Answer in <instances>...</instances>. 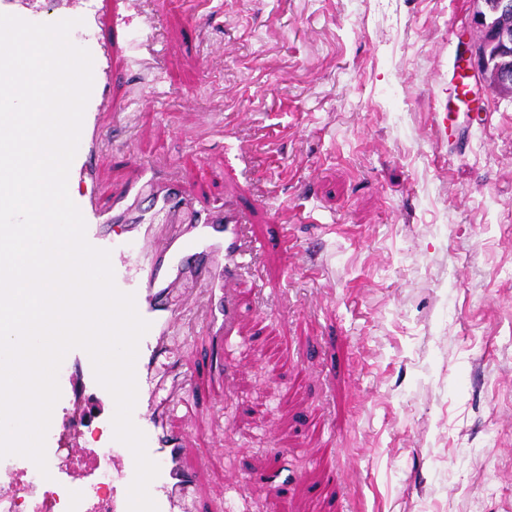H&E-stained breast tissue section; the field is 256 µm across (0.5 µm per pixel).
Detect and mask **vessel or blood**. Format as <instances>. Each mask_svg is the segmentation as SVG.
I'll list each match as a JSON object with an SVG mask.
<instances>
[{
  "instance_id": "vessel-or-blood-1",
  "label": "vessel or blood",
  "mask_w": 512,
  "mask_h": 512,
  "mask_svg": "<svg viewBox=\"0 0 512 512\" xmlns=\"http://www.w3.org/2000/svg\"><path fill=\"white\" fill-rule=\"evenodd\" d=\"M112 0H56L53 11L44 13L30 0H0V13L11 14L32 23L50 24L65 19L77 20V33L94 42L93 87L88 100L79 146L69 169V180L84 184V191L73 194L85 222L91 245L111 252V264L117 288L134 294L139 315L150 328L139 343L135 364L137 402L135 424L147 438V452L159 466L158 476L149 491L158 512H180V502L192 488V478L180 464L185 439L168 432L161 419L157 385L153 369L165 353L164 342L183 311L169 304L168 293L179 281L194 278L208 290L207 324L215 345L214 371L231 379L235 371L230 352L236 342L234 319L236 301L233 282L255 262L258 247L242 235L243 216L233 205L218 204L197 208L194 194L183 187H161L158 171L135 157H128L129 176L117 191L111 206L100 204L95 181V166L102 145L110 141L112 131L102 121L112 111V37L100 26L101 17L111 12ZM453 93L448 99L449 114H459L467 106L470 74L464 67L453 72ZM136 219L140 238L131 241L106 232L109 224ZM66 363L79 371L78 380L60 381V407L73 410L80 391L98 389L91 360L80 349L71 350ZM101 399H109L107 390L98 389ZM69 452L84 456L76 434L49 429L46 438L50 485L67 489L71 512H127L128 488L135 475L132 452L124 444H112V506L92 503L85 490L84 474L63 469L60 458ZM35 464L21 456L0 459V512H14L16 499L24 497L30 512H50L40 497V487L31 481Z\"/></svg>"
}]
</instances>
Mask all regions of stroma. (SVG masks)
I'll return each mask as SVG.
<instances>
[{
  "label": "stroma",
  "mask_w": 512,
  "mask_h": 512,
  "mask_svg": "<svg viewBox=\"0 0 512 512\" xmlns=\"http://www.w3.org/2000/svg\"><path fill=\"white\" fill-rule=\"evenodd\" d=\"M474 0H140L112 54L129 128L105 149L238 203V371L214 400L177 330L203 512H512V97L437 132ZM77 434L112 493L108 405Z\"/></svg>",
  "instance_id": "1"
}]
</instances>
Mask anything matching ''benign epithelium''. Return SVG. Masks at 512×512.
I'll list each match as a JSON object with an SVG mask.
<instances>
[{
	"label": "benign epithelium",
	"instance_id": "obj_1",
	"mask_svg": "<svg viewBox=\"0 0 512 512\" xmlns=\"http://www.w3.org/2000/svg\"><path fill=\"white\" fill-rule=\"evenodd\" d=\"M486 12L478 14L483 28L482 42L493 49L472 53L465 47L461 60L471 65L474 85H491L501 92L512 93V0H489Z\"/></svg>",
	"mask_w": 512,
	"mask_h": 512
}]
</instances>
